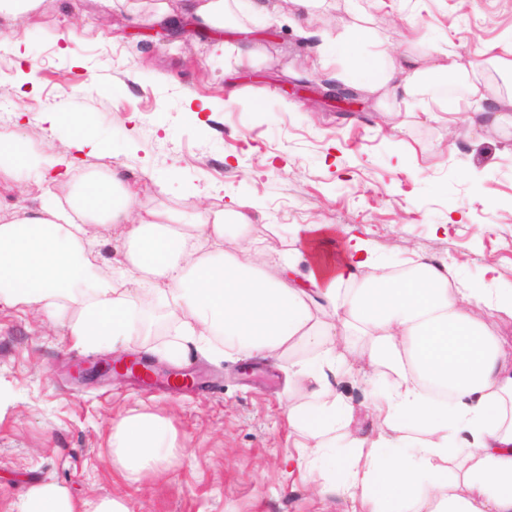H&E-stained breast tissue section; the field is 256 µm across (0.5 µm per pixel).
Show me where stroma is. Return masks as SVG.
<instances>
[{
  "mask_svg": "<svg viewBox=\"0 0 512 512\" xmlns=\"http://www.w3.org/2000/svg\"><path fill=\"white\" fill-rule=\"evenodd\" d=\"M259 34L257 58L235 62L220 40L161 41L103 0H43L28 19L0 20V101L10 132L36 150L60 138L41 121L58 113L89 122L110 154L82 157L79 176L120 167L141 208L192 216L251 203V230L271 224H332L360 232L393 269L420 253L447 262L459 279L512 287V0H326L278 24L245 22ZM275 37H266L267 29ZM367 35L342 60L317 64L316 36ZM458 112L433 111L393 84L366 91L380 52L404 74L431 68L439 50ZM350 70L362 105L339 112L291 95ZM480 88V99L470 95ZM208 102L209 110L189 111ZM508 117L493 122L499 104ZM114 347L75 345L80 309L60 301L0 307V512L29 486L52 481L78 502L120 499L130 512H337L293 453L284 362L236 355L166 359L175 341L167 306ZM123 354L162 360L187 386L86 380L83 369ZM135 413L168 419L175 440L166 472L131 480L112 463V422Z\"/></svg>",
  "mask_w": 512,
  "mask_h": 512,
  "instance_id": "stroma-1",
  "label": "stroma"
}]
</instances>
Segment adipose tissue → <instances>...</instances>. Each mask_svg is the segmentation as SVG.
Masks as SVG:
<instances>
[{
	"label": "adipose tissue",
	"instance_id": "1",
	"mask_svg": "<svg viewBox=\"0 0 512 512\" xmlns=\"http://www.w3.org/2000/svg\"><path fill=\"white\" fill-rule=\"evenodd\" d=\"M228 2L181 0L174 10L159 0L148 20L220 31ZM381 79L407 97L448 101L447 84L402 75L392 58ZM42 121L64 130L68 152L37 151L0 131V176L42 189L39 208L0 216V305L77 303L71 333L86 347L135 335L149 318L147 297L178 315L169 348L178 358L209 352L216 337L244 357L277 360L298 347L305 357L289 364L288 386L312 388L288 409L293 446L346 512H512V368L498 336L470 314L482 304L512 318V291L468 285L423 255L380 272L366 240L337 241L330 224L295 228L301 248L276 251L269 239L249 241L246 203L205 210L177 231L165 212L135 216L137 197L117 167L58 194L44 186L51 171L108 151L87 124L61 128L53 112ZM115 233L126 248L104 275L90 256ZM358 374L380 388L369 436L353 430L354 408L335 385ZM173 438L159 416H124L112 424L113 460L138 477L168 462ZM14 509L130 512L113 498L76 504L54 483L30 487Z\"/></svg>",
	"mask_w": 512,
	"mask_h": 512
}]
</instances>
